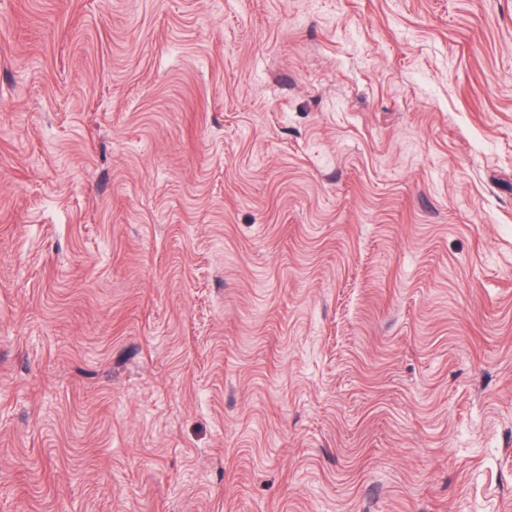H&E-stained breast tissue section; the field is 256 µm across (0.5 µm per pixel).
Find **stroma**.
Segmentation results:
<instances>
[{
    "mask_svg": "<svg viewBox=\"0 0 512 512\" xmlns=\"http://www.w3.org/2000/svg\"><path fill=\"white\" fill-rule=\"evenodd\" d=\"M0 512H512V0H0Z\"/></svg>",
    "mask_w": 512,
    "mask_h": 512,
    "instance_id": "35a3bbf8",
    "label": "stroma"
}]
</instances>
